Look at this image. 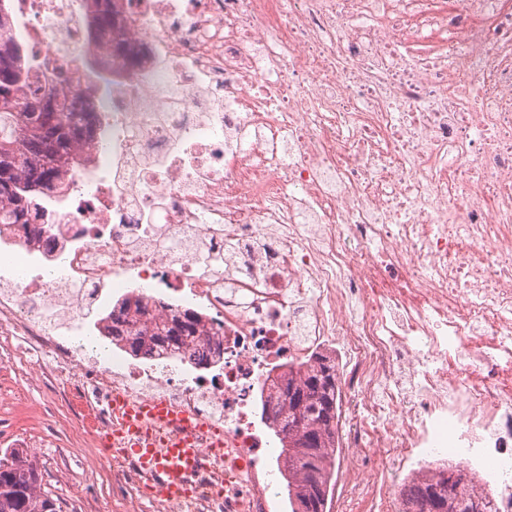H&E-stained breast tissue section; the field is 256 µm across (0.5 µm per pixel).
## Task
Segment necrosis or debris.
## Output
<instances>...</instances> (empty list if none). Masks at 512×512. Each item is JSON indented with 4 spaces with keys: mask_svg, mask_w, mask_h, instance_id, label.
Segmentation results:
<instances>
[{
    "mask_svg": "<svg viewBox=\"0 0 512 512\" xmlns=\"http://www.w3.org/2000/svg\"><path fill=\"white\" fill-rule=\"evenodd\" d=\"M13 0L4 36L86 128L33 224H0V371L76 405L154 512H282L255 423L335 359V512H405L455 452L512 512V0ZM104 67L106 92L81 67ZM193 314L190 352L129 357L115 303ZM195 430L169 500L121 448L118 398Z\"/></svg>",
    "mask_w": 512,
    "mask_h": 512,
    "instance_id": "obj_1",
    "label": "necrosis or debris"
}]
</instances>
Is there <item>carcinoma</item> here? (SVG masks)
Instances as JSON below:
<instances>
[{"mask_svg":"<svg viewBox=\"0 0 512 512\" xmlns=\"http://www.w3.org/2000/svg\"><path fill=\"white\" fill-rule=\"evenodd\" d=\"M93 31L111 23V0H94ZM30 71L25 45L11 40L0 49V111L15 117L14 135L0 140V203L10 204L9 216L15 224H29L42 216L43 209L18 181L24 173L28 184L47 187L71 159L73 142L85 128L84 113L71 102L49 91L36 100L18 96L26 85ZM147 309L140 303L124 305L112 312V320L125 326L116 335H125L132 352L143 349L140 328ZM152 342L176 341L181 348L192 344L194 321L174 325L156 322L149 330ZM294 369L288 371V384L281 402L267 413L275 436L280 440L288 501L292 512H301L295 504L305 500L312 512H326L333 480L332 453L335 447L336 391L338 375L331 360H321L308 369L305 378L296 382ZM467 475L461 466L441 474L436 483H413L404 489L407 503L416 512H434L436 503H448L447 512H487L483 499L462 492ZM40 474L23 449H14L0 458V512H57L55 501L39 491Z\"/></svg>","mask_w":512,"mask_h":512,"instance_id":"obj_1","label":"carcinoma"}]
</instances>
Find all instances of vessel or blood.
Listing matches in <instances>:
<instances>
[{
  "instance_id": "1",
  "label": "vessel or blood",
  "mask_w": 512,
  "mask_h": 512,
  "mask_svg": "<svg viewBox=\"0 0 512 512\" xmlns=\"http://www.w3.org/2000/svg\"><path fill=\"white\" fill-rule=\"evenodd\" d=\"M115 411L123 415L129 432L140 434L133 454L139 466L157 479L158 490L174 500L187 497L192 491L187 476L197 464V451L192 448L190 438L181 435L161 440L141 433L144 420L176 424L179 416L165 403L157 401L140 404L122 399L117 401Z\"/></svg>"
}]
</instances>
